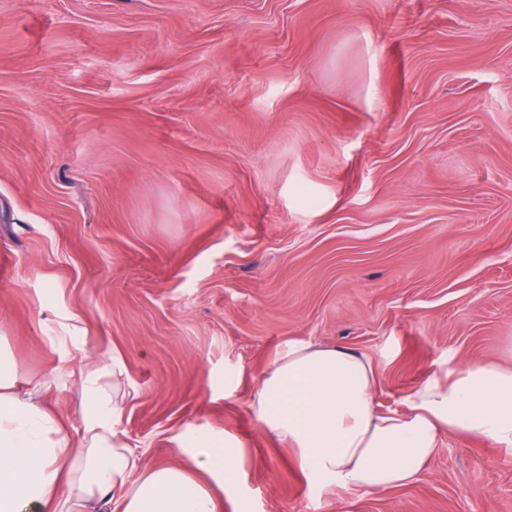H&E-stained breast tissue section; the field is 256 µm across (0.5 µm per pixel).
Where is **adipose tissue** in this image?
Here are the masks:
<instances>
[{
	"mask_svg": "<svg viewBox=\"0 0 512 512\" xmlns=\"http://www.w3.org/2000/svg\"><path fill=\"white\" fill-rule=\"evenodd\" d=\"M120 359L82 370V425L70 437L45 409L43 386L17 387L0 352V512H219L213 487L238 479L241 450L232 438L199 428L178 434L175 455L188 466H148L121 439L123 409L107 381ZM380 383L365 356L296 341L265 372L249 408L267 437L286 442L309 486L381 491L414 480L444 434L512 443V366L471 361L415 385L405 410H384Z\"/></svg>",
	"mask_w": 512,
	"mask_h": 512,
	"instance_id": "obj_1",
	"label": "adipose tissue"
}]
</instances>
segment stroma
Wrapping results in <instances>:
<instances>
[{"label": "stroma", "instance_id": "1", "mask_svg": "<svg viewBox=\"0 0 512 512\" xmlns=\"http://www.w3.org/2000/svg\"><path fill=\"white\" fill-rule=\"evenodd\" d=\"M0 265L18 386L77 431L60 368L123 360L147 465L239 441L223 512H512V444L312 489L248 406L294 341L369 358L389 410L512 364V0H0Z\"/></svg>", "mask_w": 512, "mask_h": 512}]
</instances>
